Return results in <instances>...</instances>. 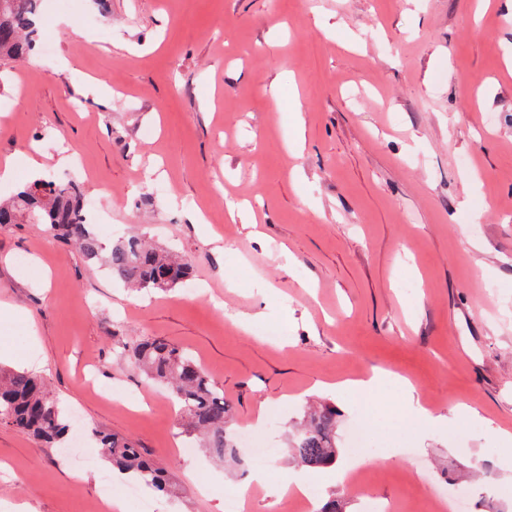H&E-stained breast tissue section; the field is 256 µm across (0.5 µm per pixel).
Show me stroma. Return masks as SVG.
<instances>
[{"instance_id": "obj_1", "label": "stroma", "mask_w": 512, "mask_h": 512, "mask_svg": "<svg viewBox=\"0 0 512 512\" xmlns=\"http://www.w3.org/2000/svg\"><path fill=\"white\" fill-rule=\"evenodd\" d=\"M503 2L79 0L76 22L42 0L48 48L0 68V160L37 147L42 173L77 182L121 232L175 246L195 286L139 293L40 225H0V368L43 377L82 435L68 455L1 424L0 507L107 512L100 430L169 476L157 512H228L244 474L183 454L177 406L113 358L163 337L223 390L234 429L276 418L272 483L296 468L285 432L306 402L336 406L345 477L314 473L319 510L434 512L409 478L420 460L474 512H512ZM276 323L285 335H257ZM375 368L408 377L448 430L423 436L397 388L337 392ZM364 416L374 447L355 459L347 429Z\"/></svg>"}]
</instances>
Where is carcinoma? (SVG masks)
I'll list each match as a JSON object with an SVG mask.
<instances>
[{
  "mask_svg": "<svg viewBox=\"0 0 512 512\" xmlns=\"http://www.w3.org/2000/svg\"><path fill=\"white\" fill-rule=\"evenodd\" d=\"M39 8L40 0H0V67L26 58L34 47ZM22 220L44 225L52 236L75 245L85 260L104 261L111 276L139 290L171 291L190 279L188 261L169 249L149 245L139 235L105 246L84 213L82 192L74 181L41 176L10 202L0 204L1 225ZM116 358L133 360L147 380L168 386L187 431L212 458H237L233 408L190 354L165 338L154 337L122 348ZM0 422L60 448L66 447L72 432L71 414L49 394L41 377L28 372L0 370ZM336 425V407L322 404L310 411L289 441L295 461L311 471L336 462ZM92 438L112 470L126 473L131 481L143 479L157 491H172L164 472L144 458L130 438L98 431Z\"/></svg>",
  "mask_w": 512,
  "mask_h": 512,
  "instance_id": "carcinoma-1",
  "label": "carcinoma"
}]
</instances>
